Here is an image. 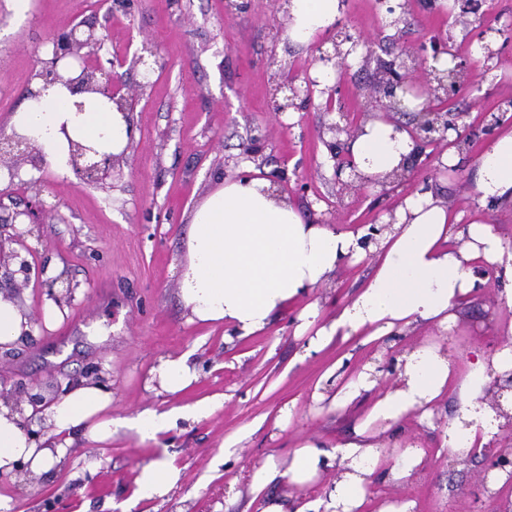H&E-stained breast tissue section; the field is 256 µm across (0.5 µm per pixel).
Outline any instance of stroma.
<instances>
[{"instance_id": "stroma-1", "label": "stroma", "mask_w": 512, "mask_h": 512, "mask_svg": "<svg viewBox=\"0 0 512 512\" xmlns=\"http://www.w3.org/2000/svg\"><path fill=\"white\" fill-rule=\"evenodd\" d=\"M225 0H0V127L10 128L39 70L50 56V38L86 22L104 28L101 60L138 54L151 42L165 68L140 88L139 69L125 66L136 98V135L124 175L113 187L95 188L77 177H59L51 168L29 166L27 181L43 183L42 198L58 204L60 218L47 221L35 245L34 262L56 267L76 284L75 299L55 329L40 328L16 347L0 350V390L25 401L27 391L52 398L55 384L78 383L98 372L112 390L113 415L145 408L160 411L202 398L221 404L207 418L179 422L141 445L124 434L111 443L76 440L66 466L43 475L20 473L0 480L9 512H247L250 474L267 460L281 473L266 493L292 506L297 491L286 472L303 437L339 443L353 438L370 395L331 408L318 383L336 360L349 373L377 360L380 345L358 338L335 343L298 361L301 338L294 334L299 306L274 313L266 331L228 340L220 325L192 323L177 292V274L186 255L192 208L221 181L244 174L275 181L280 195L305 222L346 230L388 220L401 199L429 189L466 219L494 224L512 239V203L482 204L476 189L475 160L491 140L483 133L487 113L512 96V43L499 32L512 26V0H485L480 21L456 22L450 0H410L392 19L375 0H346L341 19L351 33L375 40V59L337 71L335 85L352 124L372 114L368 92L376 82L378 59H392L401 47L448 38L468 55L486 39L502 56L493 70L475 61V90L459 94L452 111L462 125L477 129L471 146L460 149L453 168L418 170L398 187H367L338 195L335 161L322 133L330 114L310 106L291 118L275 114L272 86L263 64L275 57L285 76L312 65V47L289 43L279 31L288 19L273 0H252L245 13L226 14ZM370 260L339 267L330 282L312 291L324 318H331L363 287ZM497 286L477 291L458 310L457 327L442 349L459 375H466L470 351L493 352L512 324V308ZM191 353L201 370L199 382L176 396H157L144 388L159 356ZM292 406L288 428L272 419ZM457 390H449L433 426L406 419L399 439L422 448L425 462L411 483L393 481L389 467L374 476L375 504L414 499L415 512H512V481L497 494L483 490L482 457L449 455L445 428L461 419ZM248 436L225 454L224 439L241 429ZM164 459L181 471L167 496H136L142 466Z\"/></svg>"}]
</instances>
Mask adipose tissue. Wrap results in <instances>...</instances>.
Instances as JSON below:
<instances>
[{"instance_id":"adipose-tissue-1","label":"adipose tissue","mask_w":512,"mask_h":512,"mask_svg":"<svg viewBox=\"0 0 512 512\" xmlns=\"http://www.w3.org/2000/svg\"><path fill=\"white\" fill-rule=\"evenodd\" d=\"M289 41L305 46L329 28L341 0H287ZM12 126L39 148L55 172H72L70 142L118 155L127 147L132 128L124 112L98 93L79 92L55 84L41 89L15 113ZM414 144L404 130L380 119L362 124L346 144L359 172L383 177L409 156ZM477 190L486 202H512V131L500 134L477 159ZM367 228L339 230L330 224H310L270 181L227 179L215 187L189 216L186 256L179 273V296L190 322L221 323L226 336L249 337L266 329L271 316L329 282L344 262L372 261L365 287L335 317L322 320L319 302H307L299 314L296 336L302 337L301 358L322 352L335 340L364 336L366 342L402 336L425 325L426 340L398 359L399 378L375 390L352 440L324 447L308 439L293 452L288 481L309 489L320 473L339 468L335 484L315 499L297 498L293 512H367L370 486L385 461L378 440L398 435L407 418L427 423L450 388H457L462 423L449 428V453H466L489 440L493 409L479 402L488 372L512 374V342L493 356L474 352L470 370L458 378L441 343L457 325L456 308L476 292L484 265L510 282L504 301L512 308V239L484 221H464L429 192L405 198L396 220L374 241ZM30 313L0 292V349L10 348L32 332ZM344 363L336 361L321 376L323 386L336 388L348 403L372 385L381 373L367 365L355 379L344 380ZM200 378L189 354L159 358L150 371L147 391L178 394ZM110 390L93 380L82 381L45 407L43 423L54 443L35 440L32 408L0 396V478L21 471L36 474L62 465L74 436L90 444L111 442L118 432L149 441L179 421L211 415L216 404L201 399L160 412L146 408L130 417L112 414ZM180 472L166 461L144 465L136 492L142 498H162L178 483Z\"/></svg>"}]
</instances>
